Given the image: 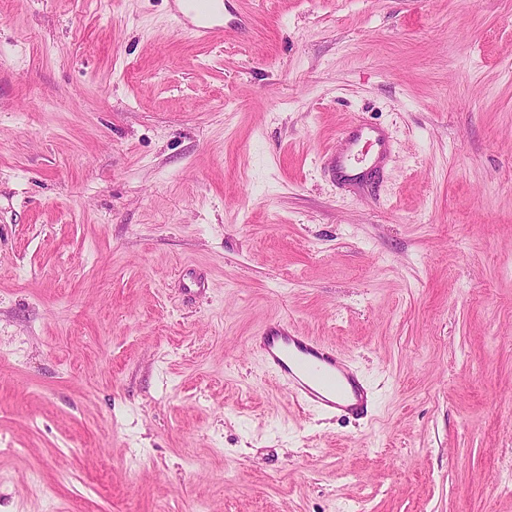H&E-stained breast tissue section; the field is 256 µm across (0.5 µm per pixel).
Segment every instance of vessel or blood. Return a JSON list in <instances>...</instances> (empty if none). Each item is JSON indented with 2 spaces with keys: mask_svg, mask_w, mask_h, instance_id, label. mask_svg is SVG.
<instances>
[{
  "mask_svg": "<svg viewBox=\"0 0 512 512\" xmlns=\"http://www.w3.org/2000/svg\"><path fill=\"white\" fill-rule=\"evenodd\" d=\"M177 27L190 39L210 43L223 40L226 26L245 31L247 19L233 0H177ZM229 23H222V15ZM338 149L327 163L341 176L352 177L360 147L374 149L371 165L380 169L391 144L378 128L351 124L338 134ZM253 349L274 380L298 405L324 413L361 414L367 410V391L347 360L322 340L281 321L268 324L253 340Z\"/></svg>",
  "mask_w": 512,
  "mask_h": 512,
  "instance_id": "b4317fda",
  "label": "vessel or blood"
}]
</instances>
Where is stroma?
<instances>
[{"label": "stroma", "instance_id": "1", "mask_svg": "<svg viewBox=\"0 0 512 512\" xmlns=\"http://www.w3.org/2000/svg\"><path fill=\"white\" fill-rule=\"evenodd\" d=\"M244 9L0 0V512H512V0ZM351 121L378 180L323 165ZM236 1L238 0H172L174 4L178 2L175 16L178 30L201 43L223 41L227 25L243 33L248 26V20L232 6ZM222 6L224 20L220 24ZM226 14L231 19L226 20ZM253 350L299 406L329 414L367 411V391L348 361L298 327L268 324L254 337Z\"/></svg>", "mask_w": 512, "mask_h": 512}]
</instances>
